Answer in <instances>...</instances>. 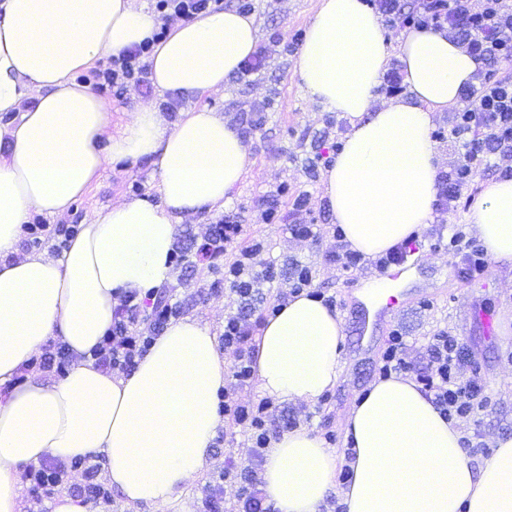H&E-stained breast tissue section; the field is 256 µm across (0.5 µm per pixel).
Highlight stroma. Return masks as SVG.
<instances>
[{
	"label": "stroma",
	"mask_w": 512,
	"mask_h": 512,
	"mask_svg": "<svg viewBox=\"0 0 512 512\" xmlns=\"http://www.w3.org/2000/svg\"><path fill=\"white\" fill-rule=\"evenodd\" d=\"M319 4L320 0H255L259 44L270 55L267 71L248 82L230 77L221 91L202 96L193 94L184 99L185 108L206 107L219 112L229 122L254 104L266 102L262 128L244 133L250 153L248 172L244 181L229 193L224 206L238 209L250 221L249 232L268 240V258L277 265L281 275L289 274L293 262L312 264L317 270L315 288L335 297V310L344 323L345 341L336 387L316 404L284 401L280 407L296 415L300 426L320 435L333 433L337 438V454H344L346 417L357 398L378 380V366L389 332L400 329L408 340L410 357L416 359L421 356L428 336L445 328L467 345L492 401L477 417L460 422L465 436L473 443L483 444V451L476 453L475 459L484 461V452L492 448L495 438L512 436V264L492 263L481 278L462 280L447 251L430 248L431 228L423 226L419 238L429 249L416 270L415 280L396 285L398 305L381 317L370 335L363 336L349 301V287L379 279V271L372 267L349 273L339 271L323 257L334 245L332 238H324L321 246L315 247L291 238L285 225L251 221L258 201L273 194L283 182L310 191L318 224L333 221L322 189V176L309 170L314 156L312 146L320 138L326 112L306 97L295 72L297 54L282 52L274 44L275 37L286 39L296 31L306 30ZM155 177L149 160L111 162L59 221L87 223L96 211L133 198L131 185L135 182L140 184L142 193H154ZM212 279V274L207 272L190 278L178 273L170 284L164 285L163 291L170 299L183 304L185 316L209 325L213 332L220 334L224 331L225 315L235 305L224 293L209 291ZM481 310L495 316L496 339H487L476 321L475 316Z\"/></svg>",
	"instance_id": "35a3bbf8"
}]
</instances>
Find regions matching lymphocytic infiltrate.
I'll use <instances>...</instances> for the list:
<instances>
[{"mask_svg": "<svg viewBox=\"0 0 512 512\" xmlns=\"http://www.w3.org/2000/svg\"><path fill=\"white\" fill-rule=\"evenodd\" d=\"M365 2L388 28L447 33L478 65L474 83L465 84L461 91L460 106L449 112L446 125L432 133L436 141L450 145L456 154L455 161L438 173L434 211L440 217L456 212L467 206L477 175L512 177V76L497 73L498 65L512 63V5L507 0H415L409 8L404 0ZM221 7L222 0H156L160 25L151 38L123 49L110 58L105 68L92 71L96 90L118 96L133 86L151 94L147 58L156 43L166 38L169 22L188 21ZM278 192L277 198H266L258 204L256 223L284 224L292 237L319 242L310 192H292L284 184ZM433 246L447 248L464 279L473 280L484 273L486 253L476 238L466 233L464 225H449L447 237H436ZM268 251L267 239L248 233L241 214L228 211L202 232L196 261H189L186 252L178 248L171 255L172 263L184 270L196 262L209 268L223 264V280L212 282L210 288L215 292L229 290L240 301L238 312L224 319L221 341L232 365L231 381L220 396L219 411L226 431L243 429L253 461L241 468L228 459L218 467V480L235 486L236 500L226 504L220 489H212L203 502L205 512H273L260 488L259 466L272 438L297 425L294 417H278L270 399L245 402L236 395L254 378L252 340L257 326L274 316L289 297L311 289L316 278L313 266L296 265L287 289L277 290L272 300L251 307L259 285L277 279L274 263L266 259ZM182 313L180 303L149 302L138 292H124L113 309L111 327L91 349L90 357L103 372L130 375L171 320ZM378 371L383 378L393 374L413 378L420 391L449 420L477 416L491 405L465 343L445 329L428 338L420 361L409 358L402 332L392 330ZM98 471L99 465L91 455L68 461L48 458L39 466L30 467L23 480L29 485L31 508L37 512L44 495L62 489L106 510L112 505V490L99 480ZM77 473L82 474L83 483H74Z\"/></svg>", "mask_w": 512, "mask_h": 512, "instance_id": "1", "label": "lymphocytic infiltrate"}]
</instances>
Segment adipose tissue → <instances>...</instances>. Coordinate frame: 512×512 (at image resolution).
<instances>
[{
    "mask_svg": "<svg viewBox=\"0 0 512 512\" xmlns=\"http://www.w3.org/2000/svg\"><path fill=\"white\" fill-rule=\"evenodd\" d=\"M158 21L134 0H0V512H22V471L48 456L93 454L129 507L165 512L211 462L222 424L217 396L227 362L216 335L192 318L172 323L127 377L84 355L112 324L124 290L171 280L183 217L222 208L248 171V147L223 117L192 109L174 124L151 105L113 125L105 101L80 73L105 55L151 37ZM253 17L234 10L176 23L148 62L157 90L222 89L256 51ZM407 99L376 105L391 60ZM475 62L444 34L413 30L387 41L364 0H320L297 74L306 95L350 122L322 179L336 224L367 257L417 234L433 219L439 158L434 113L458 102ZM34 98V108L24 102ZM151 158L158 200L117 202L81 225L60 256L20 254L33 214L66 213L105 166ZM486 254L512 263V179L491 182L467 215ZM76 362L62 378L13 382L48 340ZM345 334L338 313L302 293L254 339L257 388L288 402L317 403L339 377ZM355 457L345 488L339 458L299 427L267 448L262 488L275 512H320L340 490L345 512H512V437L496 439L482 465L461 445L410 378L373 383L345 421Z\"/></svg>",
    "mask_w": 512,
    "mask_h": 512,
    "instance_id": "ef3b65f1",
    "label": "adipose tissue"
}]
</instances>
